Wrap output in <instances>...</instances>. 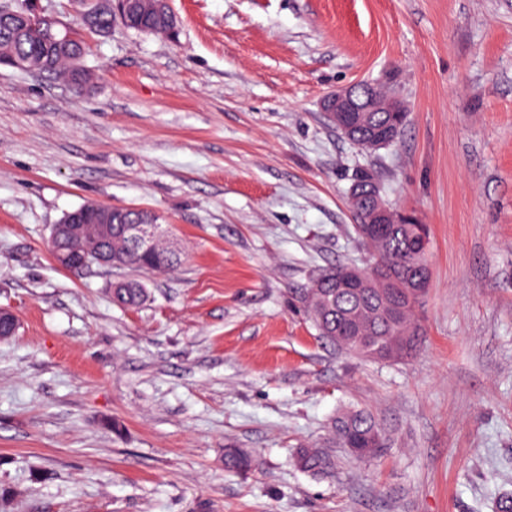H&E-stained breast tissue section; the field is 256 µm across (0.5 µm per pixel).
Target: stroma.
I'll return each instance as SVG.
<instances>
[{
  "instance_id": "stroma-1",
  "label": "stroma",
  "mask_w": 512,
  "mask_h": 512,
  "mask_svg": "<svg viewBox=\"0 0 512 512\" xmlns=\"http://www.w3.org/2000/svg\"><path fill=\"white\" fill-rule=\"evenodd\" d=\"M175 37L85 34L83 92L0 66V512H500L512 495V0H171ZM391 83L408 122L369 153L321 109ZM373 173L430 234L409 358L319 338L298 293L372 255L347 204ZM86 202L152 212L180 256L60 268ZM372 410L390 442L294 448ZM250 452L246 472L224 448ZM330 429L331 435L323 444L295 450L293 460L297 468L314 477L329 475L335 460L325 448H335L336 437L345 447H351V453L360 459L376 455L387 441L380 420L369 410L343 413L331 422Z\"/></svg>"
}]
</instances>
